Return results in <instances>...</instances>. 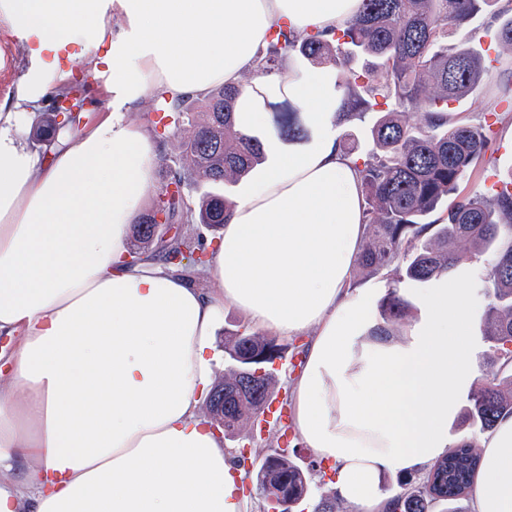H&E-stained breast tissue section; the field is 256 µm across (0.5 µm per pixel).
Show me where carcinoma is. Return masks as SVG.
<instances>
[{"mask_svg":"<svg viewBox=\"0 0 512 512\" xmlns=\"http://www.w3.org/2000/svg\"><path fill=\"white\" fill-rule=\"evenodd\" d=\"M497 0H361L359 11L331 43L275 25L268 36L257 73L269 74L289 58L300 56L338 72L343 123L379 108L370 130L377 153L358 164L365 199L364 242L355 269L390 276L388 290L369 335L388 340L397 325L414 311L404 285L446 280L454 270L494 254L486 273L487 303L481 315L489 342L480 387L468 395L457 424L461 440L423 476L407 478L391 496L385 512H462L453 504L465 497L479 470L473 438L493 432L497 421L512 416V189L491 195L464 194L460 184L480 161L494 153L495 136L485 123L458 122L448 103L473 94L486 69L481 47L468 41L448 43V30L469 24ZM495 39L512 55V16L495 30ZM366 60V75L351 67ZM496 105L512 104V68L499 69ZM239 89L218 86L192 100L152 96L151 111H163L168 123L151 121L163 139L174 138L178 165L166 169L159 201L141 218L130 255L166 265L176 257L203 252L182 233L183 224L224 227L232 201L219 194L193 200L186 192L196 181L228 185L249 174L264 158L263 144L236 128ZM59 126L57 114L42 112L34 138L51 143ZM453 200H448V197ZM166 210L177 227L167 248L143 230L158 224ZM441 215L433 220L436 212ZM282 347L277 339L248 329L224 336V377L215 388L224 391V435L234 436L246 421H258L272 398V365ZM307 472L288 451L264 449L254 490L268 512H292L308 495Z\"/></svg>","mask_w":512,"mask_h":512,"instance_id":"carcinoma-1","label":"carcinoma"}]
</instances>
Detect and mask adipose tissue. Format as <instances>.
<instances>
[{
  "label": "adipose tissue",
  "mask_w": 512,
  "mask_h": 512,
  "mask_svg": "<svg viewBox=\"0 0 512 512\" xmlns=\"http://www.w3.org/2000/svg\"><path fill=\"white\" fill-rule=\"evenodd\" d=\"M360 0H0V26L31 40L0 102V334L18 336L0 389V512H245L221 435L197 413L211 380L218 313L291 338L311 331L292 382L303 444L335 467L337 496L381 512V477L448 452L456 395L477 368L480 309L469 271L419 297L400 340L369 336L377 288L350 289L364 235L355 158L336 137V73L292 63L242 82L275 23L333 39ZM124 23L113 27V15ZM97 51L104 117L53 145L22 147L21 120L70 67L45 51ZM239 87L236 125L297 104L319 135L280 158L236 201L209 288L168 265H128L132 224L153 187L155 145L114 103L156 92L200 97ZM474 512H512V417L481 442Z\"/></svg>",
  "instance_id": "1"
}]
</instances>
